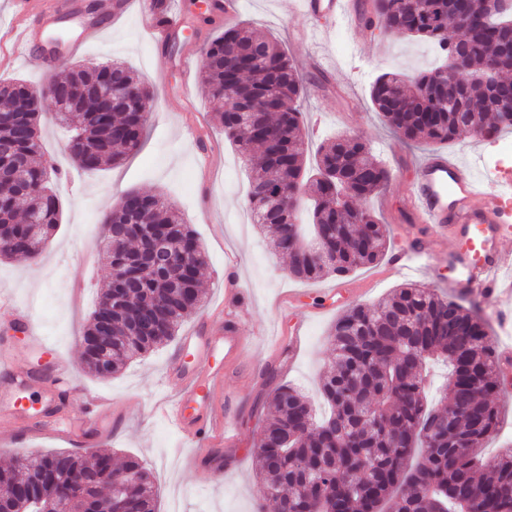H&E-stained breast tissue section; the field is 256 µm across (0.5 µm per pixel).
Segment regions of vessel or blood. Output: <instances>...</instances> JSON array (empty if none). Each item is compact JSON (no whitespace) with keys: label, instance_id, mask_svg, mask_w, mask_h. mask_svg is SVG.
<instances>
[{"label":"vessel or blood","instance_id":"obj_1","mask_svg":"<svg viewBox=\"0 0 512 512\" xmlns=\"http://www.w3.org/2000/svg\"><path fill=\"white\" fill-rule=\"evenodd\" d=\"M150 4L151 0H140L145 27L154 49L159 50L170 40L179 19L171 16L158 20ZM292 4L311 21L333 18L343 22L355 38L363 36L364 8L360 0H292ZM15 5L19 34L14 48L26 53L44 26L47 11L37 0H15ZM411 199L420 223L416 233L391 255L389 271L404 272L411 255L427 252L431 243H442L453 274V291L489 302L501 328L512 330V250L503 245L504 239L512 235V214L503 209L500 190L480 183L447 154L433 152L419 162ZM224 288L222 321L217 323L211 316H204L181 336L179 347L193 353L195 365L185 367L179 356H172L163 381L174 385V395L152 408L153 414L179 436L192 463L205 454L208 446L237 441L234 418L224 406L231 398L226 382L235 376L247 345L239 332L247 312L240 306L242 291L235 272L227 273ZM36 382L33 372L10 365L0 355V419L24 416V400ZM61 396L83 401L87 420L61 426L55 413V402ZM101 405V399L87 397L71 375L58 368L44 384L41 423L50 434L79 447L99 429V422L92 416Z\"/></svg>","mask_w":512,"mask_h":512}]
</instances>
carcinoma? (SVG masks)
<instances>
[{
    "label": "carcinoma",
    "instance_id": "carcinoma-1",
    "mask_svg": "<svg viewBox=\"0 0 512 512\" xmlns=\"http://www.w3.org/2000/svg\"><path fill=\"white\" fill-rule=\"evenodd\" d=\"M486 0H373L383 32L427 41L441 65L421 72H383L370 88V101L385 124L409 142L449 144L473 123L492 137L498 123L512 125V18L486 14ZM468 20L464 39L448 40V26ZM202 83L233 110L214 114L224 136L251 169L247 206L253 223L267 230L276 250L288 255L289 273L316 280L344 277L380 261L388 232L365 206L391 172L358 138L342 135L308 161L299 101L306 93L296 65L274 37L254 35L246 22L224 26L205 48ZM117 75L140 92L138 102L109 105L99 97ZM55 118L73 130L66 151L88 172L118 165L138 150L153 109V92L121 63L88 67L76 62L55 75ZM41 98L21 80L0 82V111L13 126L0 128L10 142L0 154V258L36 260L59 224L60 200L44 181L40 160ZM293 179L294 200L273 207L270 200ZM309 197L307 237L320 240L322 255L294 249L291 224ZM125 240L112 246V230ZM153 238L184 253L170 282L163 281L166 251L150 264L139 249ZM101 252L110 274L85 331L86 372L107 378L128 361L176 336L181 322L202 306L199 288L206 254L194 230L161 194L130 192L104 216ZM112 348L94 342L103 329ZM482 318L458 301L429 288L405 284L374 305H354L330 333L334 364L321 381L329 417L314 423L310 402L295 388L279 386L262 419L257 444V494L283 501L288 512H512V448L487 459L484 447L497 434L502 392L495 356ZM432 356L448 362L444 407L428 402L425 364ZM124 486L127 506L157 512L150 473L136 458L120 466L105 453L94 462L62 451L42 452L0 467V512H18V493L31 489L53 508L95 512Z\"/></svg>",
    "mask_w": 512,
    "mask_h": 512
}]
</instances>
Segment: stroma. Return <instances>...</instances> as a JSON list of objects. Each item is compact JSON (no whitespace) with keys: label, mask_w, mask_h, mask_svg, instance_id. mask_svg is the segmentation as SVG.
<instances>
[{"label":"stroma","mask_w":512,"mask_h":512,"mask_svg":"<svg viewBox=\"0 0 512 512\" xmlns=\"http://www.w3.org/2000/svg\"><path fill=\"white\" fill-rule=\"evenodd\" d=\"M95 22L100 29L87 44L64 58L65 63L84 60L126 62L153 89L155 107L140 149L117 166L93 173L75 169L64 146L67 132L60 127L51 104H43L40 139L43 159L58 168L62 202L60 226L37 261L19 258L0 261V293L38 317L50 343L45 353L27 350L24 333L16 331L15 316L0 309V351L13 355L17 366L43 375L54 362H64L92 393L111 398L119 410L109 434L83 448L84 456L112 453L114 461L140 459L153 473L159 491V512H272L271 504H259L254 452L267 400L282 384L307 396L317 413L324 415L319 394L320 377L332 357L329 330L334 316L307 320L305 333L293 359L279 358L273 346L283 338L285 327L277 317L282 295L300 294L295 310L307 319L308 310L325 299L323 286L331 277L300 281L288 272L289 259L274 251L264 230L249 223L246 208L247 173L242 161L214 125L212 114L220 101L211 98L201 83L204 49L219 32L223 14L208 15L199 0H166L168 13H181L176 41L154 50L136 8L117 13L118 0H94ZM241 19L250 21L258 33L278 38L309 86L301 103L309 149L337 134L359 137L390 169L388 186L368 200L389 233L390 249H397L404 225L417 217L409 187L417 177V163L439 148L408 143L391 131L375 112L369 90L377 75L399 70H425L435 59L433 45L375 32L363 42H354L343 25H323L313 31L304 16L290 12L283 0H243ZM192 55L191 73L180 61ZM501 143H512V127L500 129L490 139L466 137L461 143L439 150L468 165L477 180H485L483 161ZM163 193L192 224L207 254L201 276L204 310L224 302V254L238 251L248 315L240 332L251 342L237 374L239 381L233 410L238 421L239 444L223 451V475L215 477L204 465H185L177 437L167 424L149 414L159 399L174 388L162 385L161 376L177 342L129 362L118 374L102 379L89 375L81 362L80 339L95 309L100 288L109 271L99 245L106 207L119 203L128 191ZM431 276L414 271L390 274L385 263L351 273L350 281L370 280V289L359 301L374 304L395 288L414 281L439 292H448V262L439 249L425 258ZM264 355L260 375H253L257 355ZM23 423L0 421V466L12 464L25 450L62 451L63 441L44 434L37 399H30Z\"/></svg>","instance_id":"obj_1"}]
</instances>
